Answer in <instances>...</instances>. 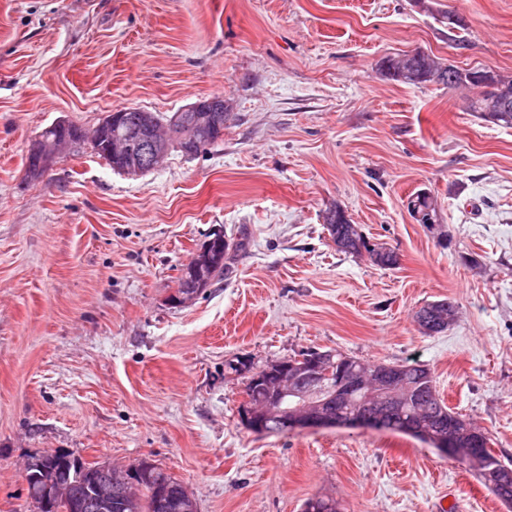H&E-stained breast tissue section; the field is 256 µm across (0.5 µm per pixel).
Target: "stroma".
<instances>
[{"instance_id":"stroma-1","label":"stroma","mask_w":512,"mask_h":512,"mask_svg":"<svg viewBox=\"0 0 512 512\" xmlns=\"http://www.w3.org/2000/svg\"><path fill=\"white\" fill-rule=\"evenodd\" d=\"M0 0V512H38L25 464L63 450L148 459L197 512H512L467 464L372 428L258 434L252 375L309 349L430 369L512 464V128L458 90L386 79L424 50L512 74V0ZM230 106L206 153L138 178L92 149L26 173L31 140L134 107ZM435 201L439 223L410 214ZM340 205L382 268L338 251ZM245 236L228 275L170 298L210 235ZM458 319L428 335L417 310ZM344 215V209L336 204L330 206L323 217L326 230L335 245L337 238L346 235V225H348L346 220H348V217L345 215V220Z\"/></svg>"}]
</instances>
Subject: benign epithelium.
Listing matches in <instances>:
<instances>
[{
  "instance_id": "obj_1",
  "label": "benign epithelium",
  "mask_w": 512,
  "mask_h": 512,
  "mask_svg": "<svg viewBox=\"0 0 512 512\" xmlns=\"http://www.w3.org/2000/svg\"><path fill=\"white\" fill-rule=\"evenodd\" d=\"M227 111L229 105L222 97L200 99L184 108L181 119L168 124L158 122L153 113L143 110L135 126L121 132L112 131L114 120L110 119L90 132L78 131L63 138L49 139L39 134L28 150L37 164L34 173L41 175L66 152L77 151L88 143L109 142L115 169L137 178L158 168L171 147L183 149L189 140L206 141L224 125ZM212 266L209 245L205 244L184 270V292L174 295L171 303L181 306L193 301L208 286ZM442 306L444 303L434 302L417 311L416 319L422 330H429L431 319ZM334 365L332 356L315 350L308 356L294 360L284 358L259 370L253 382L262 396L259 401L244 406V425L257 433H270L276 428L295 431L359 427L367 421L382 423L385 416L410 403L403 372L395 369L379 382L372 383L368 373L357 368L341 383L329 386L326 381ZM403 430L466 462L490 485L512 480L511 468L495 463L483 449L476 447L474 430L456 431L450 436L441 427L421 419L406 422ZM151 466V462L143 461L133 470L115 471L110 465L101 464L97 466V474L86 483L82 497L71 498L64 485L42 490L40 494L47 508H52L54 500L63 497L69 500L68 508L73 512L77 509L107 512L112 508L114 489L121 490L129 504L135 505L145 492L147 471ZM154 493L156 507L162 512H195V499L183 484L174 495L168 494L162 484L155 487Z\"/></svg>"
}]
</instances>
